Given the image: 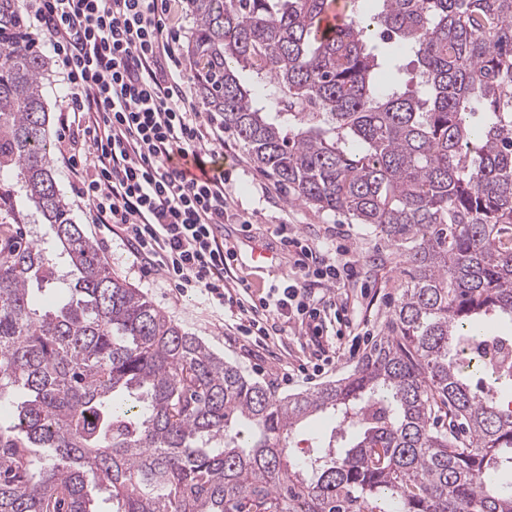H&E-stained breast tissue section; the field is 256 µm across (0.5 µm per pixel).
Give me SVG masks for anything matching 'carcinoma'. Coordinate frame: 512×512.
<instances>
[{
	"label": "carcinoma",
	"mask_w": 512,
	"mask_h": 512,
	"mask_svg": "<svg viewBox=\"0 0 512 512\" xmlns=\"http://www.w3.org/2000/svg\"><path fill=\"white\" fill-rule=\"evenodd\" d=\"M0 0V512H512V0H190L209 111L294 201L371 224L410 266L348 376L277 397L112 275L51 168L52 61ZM386 66L389 83L378 85ZM65 296L37 297L57 280ZM484 385L478 392L472 379ZM331 413L353 437L290 438ZM11 231L8 235H4V228L0 227V250L2 254H7L8 250L12 248L14 242L20 234H23V241H32L36 236L45 232L46 227L42 224H6Z\"/></svg>",
	"instance_id": "obj_1"
}]
</instances>
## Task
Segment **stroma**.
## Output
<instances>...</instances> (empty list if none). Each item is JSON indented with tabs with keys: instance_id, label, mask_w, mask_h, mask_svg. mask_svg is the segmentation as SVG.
<instances>
[{
	"instance_id": "obj_1",
	"label": "stroma",
	"mask_w": 512,
	"mask_h": 512,
	"mask_svg": "<svg viewBox=\"0 0 512 512\" xmlns=\"http://www.w3.org/2000/svg\"><path fill=\"white\" fill-rule=\"evenodd\" d=\"M44 83L57 186L71 203L75 222L97 243L115 275L140 289L156 306L276 396L312 392L354 370L357 358L340 351L334 365L324 374L311 381L304 379L302 369L310 367L322 357L324 350L330 349L331 337L317 338L311 336L307 327L286 322L280 335L255 344L234 328L230 311L213 307L196 294L178 292L161 272L136 263L119 235L105 225L93 224L88 203L76 196L72 188L74 177L61 154L65 87L54 70ZM223 153L229 169L224 192L233 209L250 223L249 233L238 241L242 252L247 255L257 246L278 252L283 247V236L296 235L353 261L357 276L341 286L340 292L348 297V315L354 330L363 334L369 345L387 335L399 288L408 278L407 266L395 249L374 227L354 223L348 215L289 202L284 188L257 169L232 133L224 135ZM232 275L234 281L252 282V295L256 298L265 295L269 285L288 277L279 264L271 261L257 264L248 257L234 266Z\"/></svg>"
}]
</instances>
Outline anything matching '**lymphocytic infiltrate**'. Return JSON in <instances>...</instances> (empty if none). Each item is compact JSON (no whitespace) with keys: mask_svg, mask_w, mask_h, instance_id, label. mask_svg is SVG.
<instances>
[{"mask_svg":"<svg viewBox=\"0 0 512 512\" xmlns=\"http://www.w3.org/2000/svg\"><path fill=\"white\" fill-rule=\"evenodd\" d=\"M170 2L28 0L50 35L65 111L77 124L66 149L76 193L94 223L116 227L137 261L180 291L237 308L246 335L267 340L284 317L322 335L338 306L330 294L311 299L305 284L316 278L338 285L352 276L351 263L294 237L289 244L299 258L287 285L271 286L256 302L229 287L228 174L215 162L224 127L202 120L189 79L168 67L177 55ZM209 161L211 176L190 175L189 165Z\"/></svg>","mask_w":512,"mask_h":512,"instance_id":"lymphocytic-infiltrate-1","label":"lymphocytic infiltrate"}]
</instances>
